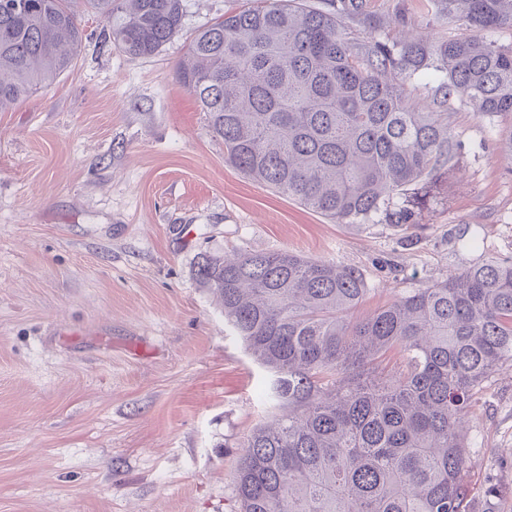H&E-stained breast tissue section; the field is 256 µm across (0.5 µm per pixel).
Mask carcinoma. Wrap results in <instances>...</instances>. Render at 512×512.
I'll list each match as a JSON object with an SVG mask.
<instances>
[{"label":"carcinoma","mask_w":512,"mask_h":512,"mask_svg":"<svg viewBox=\"0 0 512 512\" xmlns=\"http://www.w3.org/2000/svg\"><path fill=\"white\" fill-rule=\"evenodd\" d=\"M102 37L149 57L180 36L183 0H86ZM484 36L370 35L303 0H249L192 37L179 66L225 162L338 223H417L462 143L448 112H424L397 80L432 69L443 101L512 116V0H438ZM73 0H0V111L47 88L81 48ZM197 278L247 352L274 373L283 411L247 438L242 512H471L463 419L483 382L512 366V261L488 258L372 315L356 268L291 251L204 254ZM391 353L401 362L388 370Z\"/></svg>","instance_id":"1"}]
</instances>
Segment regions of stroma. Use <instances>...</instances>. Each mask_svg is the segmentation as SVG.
<instances>
[{
	"mask_svg": "<svg viewBox=\"0 0 512 512\" xmlns=\"http://www.w3.org/2000/svg\"><path fill=\"white\" fill-rule=\"evenodd\" d=\"M149 57L86 33L71 68L0 112V512H239L246 438L278 413L199 256L289 250L359 269L370 315L488 257L512 259V119L452 99L463 143L417 224H335L245 177L182 84L191 35L244 0H183ZM451 35L435 0H365L350 37ZM478 247H470L471 238ZM472 512H512V368L466 423ZM496 495H489V488Z\"/></svg>",
	"mask_w": 512,
	"mask_h": 512,
	"instance_id": "1",
	"label": "stroma"
}]
</instances>
